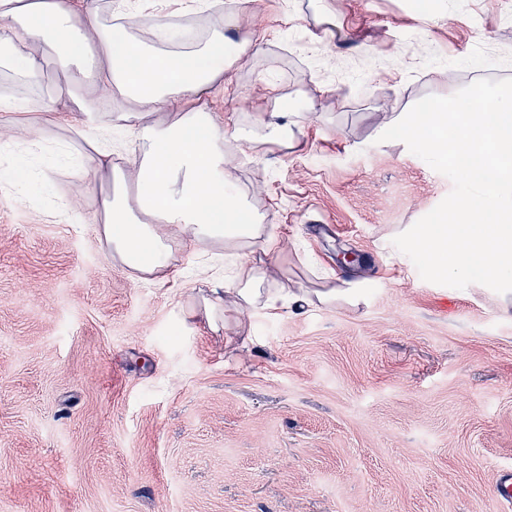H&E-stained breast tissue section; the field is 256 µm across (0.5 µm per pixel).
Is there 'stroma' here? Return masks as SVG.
Segmentation results:
<instances>
[{"label": "stroma", "mask_w": 512, "mask_h": 512, "mask_svg": "<svg viewBox=\"0 0 512 512\" xmlns=\"http://www.w3.org/2000/svg\"><path fill=\"white\" fill-rule=\"evenodd\" d=\"M437 4L255 0L263 41L204 106L293 110V146L230 157L274 251L216 249L200 278L176 240L139 281L82 183L0 182V512H512V292L425 281L392 244L452 183L382 132L464 70L512 77V0ZM69 119L0 113V138ZM238 262L302 307L211 332L190 311Z\"/></svg>", "instance_id": "35a3bbf8"}]
</instances>
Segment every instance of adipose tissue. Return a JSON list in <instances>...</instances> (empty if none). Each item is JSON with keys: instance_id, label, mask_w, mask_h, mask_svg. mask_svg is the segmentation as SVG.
I'll use <instances>...</instances> for the list:
<instances>
[{"instance_id": "obj_1", "label": "adipose tissue", "mask_w": 512, "mask_h": 512, "mask_svg": "<svg viewBox=\"0 0 512 512\" xmlns=\"http://www.w3.org/2000/svg\"><path fill=\"white\" fill-rule=\"evenodd\" d=\"M206 35L131 12L111 0H0V73L27 86L39 85L49 60L71 72L55 98L77 103L70 142L58 145L64 171L100 195V237L130 275H162L172 247L161 231L175 227L201 250L250 240L273 250L276 239L239 195L224 151L227 141L253 143L254 131L219 126L202 101L224 87V73L238 63L230 52L222 0H202ZM149 39H142V32ZM178 104V118L158 114ZM121 127L140 149L136 171L113 164L124 142L103 149L96 133ZM256 272L203 298L196 310L214 332L224 313L259 308L278 313L279 293L262 289Z\"/></svg>"}]
</instances>
